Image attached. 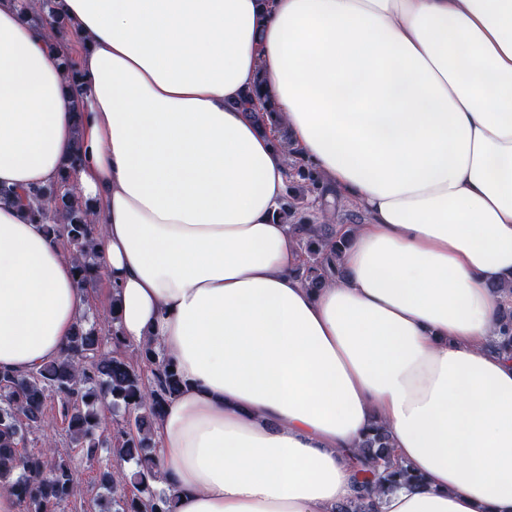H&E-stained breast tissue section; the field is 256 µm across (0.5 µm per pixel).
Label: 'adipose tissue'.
I'll use <instances>...</instances> for the list:
<instances>
[{
  "mask_svg": "<svg viewBox=\"0 0 512 512\" xmlns=\"http://www.w3.org/2000/svg\"><path fill=\"white\" fill-rule=\"evenodd\" d=\"M0 0V190L64 164L125 347L183 378L155 430L176 512H333L373 422L420 478L379 512H512V0ZM289 151L238 102L255 79ZM361 211L308 288L277 213L288 162ZM89 310L73 257L0 201V369Z\"/></svg>",
  "mask_w": 512,
  "mask_h": 512,
  "instance_id": "adipose-tissue-1",
  "label": "adipose tissue"
}]
</instances>
